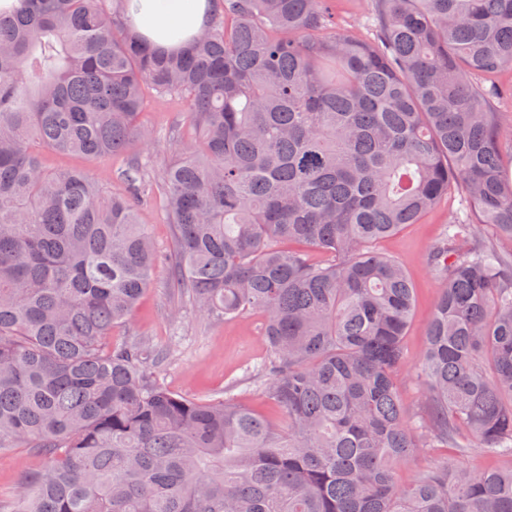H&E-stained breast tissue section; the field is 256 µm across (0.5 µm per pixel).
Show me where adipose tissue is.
Returning a JSON list of instances; mask_svg holds the SVG:
<instances>
[{
  "label": "adipose tissue",
  "mask_w": 512,
  "mask_h": 512,
  "mask_svg": "<svg viewBox=\"0 0 512 512\" xmlns=\"http://www.w3.org/2000/svg\"><path fill=\"white\" fill-rule=\"evenodd\" d=\"M135 16L140 31L155 44L171 47L200 29L206 0H140Z\"/></svg>",
  "instance_id": "ef3b65f1"
}]
</instances>
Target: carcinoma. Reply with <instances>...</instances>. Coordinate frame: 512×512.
Returning a JSON list of instances; mask_svg holds the SVG:
<instances>
[{"instance_id":"cac0c4a2","label":"carcinoma","mask_w":512,"mask_h":512,"mask_svg":"<svg viewBox=\"0 0 512 512\" xmlns=\"http://www.w3.org/2000/svg\"><path fill=\"white\" fill-rule=\"evenodd\" d=\"M0 8V448L46 459L10 512H512V141L501 142L512 0H208L201 33L147 43L130 0ZM190 103L159 175L171 279L199 312L258 313L271 421L231 394L157 378L167 353L112 340L158 254L140 218L149 161L106 194L87 169L146 142L145 90ZM473 223L428 255L437 301L415 361L425 416L397 386L415 288L374 244L451 189ZM327 256L311 259L310 251ZM432 448L447 457L396 470ZM372 5L369 0H339L336 2L337 30L343 33L371 37Z\"/></svg>"}]
</instances>
